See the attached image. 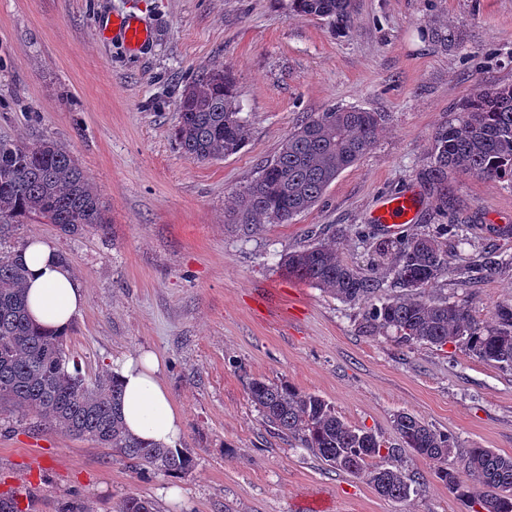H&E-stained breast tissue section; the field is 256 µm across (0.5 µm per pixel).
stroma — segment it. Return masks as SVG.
Wrapping results in <instances>:
<instances>
[{"label":"stroma","instance_id":"35a3bbf8","mask_svg":"<svg viewBox=\"0 0 512 512\" xmlns=\"http://www.w3.org/2000/svg\"><path fill=\"white\" fill-rule=\"evenodd\" d=\"M112 11L152 25L144 54L99 38ZM204 69L234 77L250 133L238 153L197 162L174 131L180 95ZM502 83H512V0H352L340 28L290 0H0V139L65 146L109 220L76 235L16 224L0 252L55 243L87 287L66 337L71 358L92 378L113 355L154 350L183 415L180 445L195 458L183 478L140 475L92 441L5 412L0 494L30 496L27 512H118L130 496L160 512H466L433 463L407 453L397 465L425 486L403 503L329 470L270 433L248 386L263 377L321 396L387 442L395 416L414 415L456 438L454 465L476 446L512 456L511 370L452 346L364 335L356 308L279 267L312 229L376 232L379 198L408 192L422 201L418 224L469 225L456 265L493 243L512 254V186L452 175L443 206L420 179L435 128ZM337 106L384 113L371 150L292 223L248 236L227 223L235 193L301 121ZM439 292L487 321L512 299V271L475 288L452 274Z\"/></svg>","mask_w":512,"mask_h":512}]
</instances>
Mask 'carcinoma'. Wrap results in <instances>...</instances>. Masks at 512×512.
Masks as SVG:
<instances>
[{
    "label": "carcinoma",
    "mask_w": 512,
    "mask_h": 512,
    "mask_svg": "<svg viewBox=\"0 0 512 512\" xmlns=\"http://www.w3.org/2000/svg\"><path fill=\"white\" fill-rule=\"evenodd\" d=\"M298 13L347 23L351 0H291ZM179 149L197 162L222 159L245 146L249 128L241 116L235 81L224 70H202L179 99ZM384 116L357 106L313 113L288 135L278 154L236 194L229 221L249 235L263 224H288L314 207L329 185L373 146ZM508 182L512 186V84L481 89L433 133L422 180L448 205V175ZM41 219L64 233L108 224L99 197L66 147L53 141L18 145L0 139V230ZM463 224H427L421 232L372 237L370 267L341 258L348 229L328 228V238L288 252L280 267L337 300L360 309V330L393 333L401 346L461 347L483 362L512 370V300L498 303L482 321L465 302L435 294L448 277V240H467ZM512 265L491 246L462 269L474 286ZM21 251L0 253V411L33 413L71 436L108 448L139 473L189 475L193 455L185 448H158L130 435L120 415L122 391L108 373L88 378L66 350L62 334L28 317ZM251 401L276 434L317 456L328 467L364 476L383 497L403 502L421 482L388 461L410 453L432 461L434 473L464 501L469 512H512V457L470 448L461 467L448 466L455 437L413 415L394 418L396 442L355 427L318 395L289 384L254 378ZM120 512H158L154 502L125 499Z\"/></svg>",
    "instance_id": "obj_1"
}]
</instances>
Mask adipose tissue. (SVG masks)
Returning a JSON list of instances; mask_svg holds the SVG:
<instances>
[{"label": "adipose tissue", "instance_id": "adipose-tissue-1", "mask_svg": "<svg viewBox=\"0 0 512 512\" xmlns=\"http://www.w3.org/2000/svg\"><path fill=\"white\" fill-rule=\"evenodd\" d=\"M28 270V310L39 326L67 333L86 302L83 281L63 262L54 243L31 239L24 251ZM161 360L151 351L114 357L112 373L121 390V416L135 437L156 446L176 447L183 429L181 412L160 380Z\"/></svg>", "mask_w": 512, "mask_h": 512}]
</instances>
